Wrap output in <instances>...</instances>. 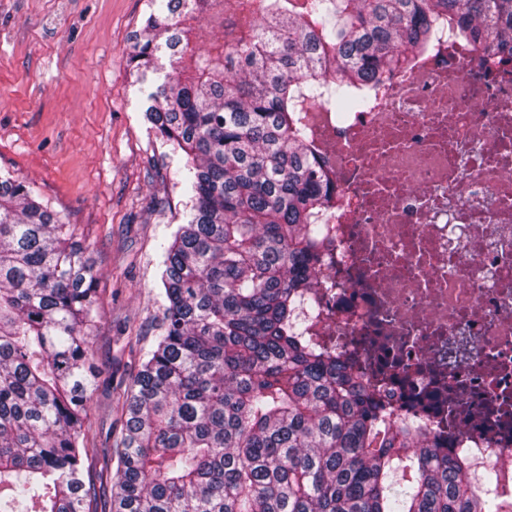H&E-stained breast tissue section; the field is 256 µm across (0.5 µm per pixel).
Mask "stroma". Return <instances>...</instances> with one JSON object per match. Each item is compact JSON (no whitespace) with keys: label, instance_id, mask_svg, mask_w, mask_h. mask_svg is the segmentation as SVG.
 Wrapping results in <instances>:
<instances>
[{"label":"stroma","instance_id":"obj_1","mask_svg":"<svg viewBox=\"0 0 512 512\" xmlns=\"http://www.w3.org/2000/svg\"><path fill=\"white\" fill-rule=\"evenodd\" d=\"M146 12L147 0H0V172L76 225L99 275L94 473L120 442L116 397L160 334V246L185 213L186 158L144 119L169 60L142 78L128 66Z\"/></svg>","mask_w":512,"mask_h":512}]
</instances>
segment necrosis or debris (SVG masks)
<instances>
[{
	"instance_id": "obj_1",
	"label": "necrosis or debris",
	"mask_w": 512,
	"mask_h": 512,
	"mask_svg": "<svg viewBox=\"0 0 512 512\" xmlns=\"http://www.w3.org/2000/svg\"><path fill=\"white\" fill-rule=\"evenodd\" d=\"M307 120L336 181L308 336L512 497V64L446 39Z\"/></svg>"
}]
</instances>
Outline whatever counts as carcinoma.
<instances>
[{"label":"carcinoma","mask_w":512,"mask_h":512,"mask_svg":"<svg viewBox=\"0 0 512 512\" xmlns=\"http://www.w3.org/2000/svg\"><path fill=\"white\" fill-rule=\"evenodd\" d=\"M212 0H147L128 56L177 78L145 119L187 157L162 246L163 333L117 400V467L85 482L97 273L75 228L0 176V512H512L466 458L372 401L296 310L325 275L336 183L305 113L364 112L441 28L512 54V0H268L186 55Z\"/></svg>","instance_id":"1"}]
</instances>
